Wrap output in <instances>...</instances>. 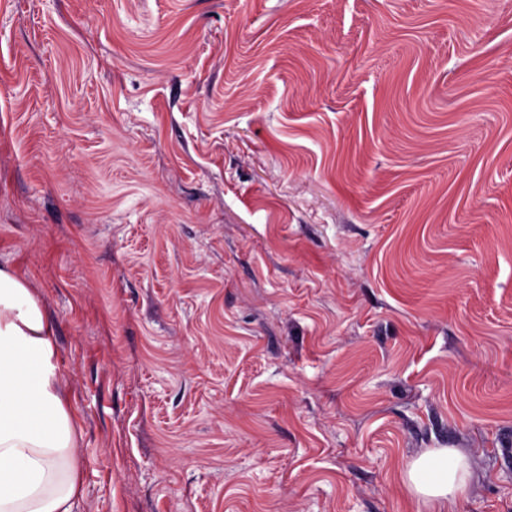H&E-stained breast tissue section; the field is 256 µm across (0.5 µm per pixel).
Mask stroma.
I'll list each match as a JSON object with an SVG mask.
<instances>
[{"label": "stroma", "mask_w": 512, "mask_h": 512, "mask_svg": "<svg viewBox=\"0 0 512 512\" xmlns=\"http://www.w3.org/2000/svg\"><path fill=\"white\" fill-rule=\"evenodd\" d=\"M0 265L74 512H512V0H0ZM472 478L471 465L459 451L428 448L406 465L405 480L417 495L437 506V512L454 510L458 492Z\"/></svg>", "instance_id": "stroma-1"}]
</instances>
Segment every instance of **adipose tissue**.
Masks as SVG:
<instances>
[{
    "mask_svg": "<svg viewBox=\"0 0 512 512\" xmlns=\"http://www.w3.org/2000/svg\"><path fill=\"white\" fill-rule=\"evenodd\" d=\"M53 329L28 284L0 268V512H73L81 493L77 421L57 372ZM472 476L459 451L429 448L405 480L437 512H453Z\"/></svg>",
    "mask_w": 512,
    "mask_h": 512,
    "instance_id": "ef3b65f1",
    "label": "adipose tissue"
}]
</instances>
